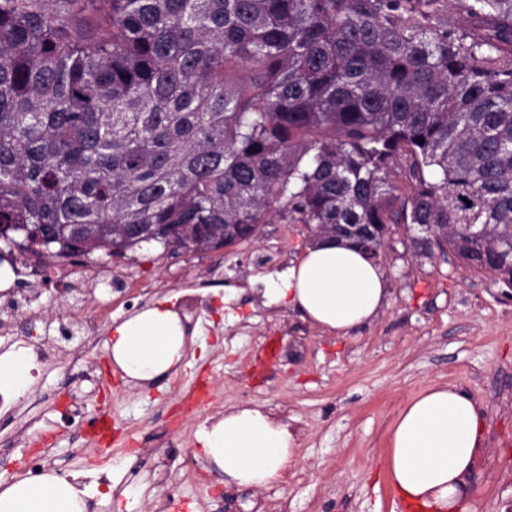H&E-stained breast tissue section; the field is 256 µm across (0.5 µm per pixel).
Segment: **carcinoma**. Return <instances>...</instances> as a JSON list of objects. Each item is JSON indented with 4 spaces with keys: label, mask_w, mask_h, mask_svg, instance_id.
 <instances>
[{
    "label": "carcinoma",
    "mask_w": 512,
    "mask_h": 512,
    "mask_svg": "<svg viewBox=\"0 0 512 512\" xmlns=\"http://www.w3.org/2000/svg\"><path fill=\"white\" fill-rule=\"evenodd\" d=\"M424 142H418V139ZM388 224L512 288V0H0V226L111 256Z\"/></svg>",
    "instance_id": "obj_1"
}]
</instances>
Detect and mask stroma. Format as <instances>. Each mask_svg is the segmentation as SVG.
<instances>
[{"label":"stroma","mask_w":512,"mask_h":512,"mask_svg":"<svg viewBox=\"0 0 512 512\" xmlns=\"http://www.w3.org/2000/svg\"><path fill=\"white\" fill-rule=\"evenodd\" d=\"M309 244L305 225L278 220L260 238L216 251L143 246L118 262L140 296L113 292L111 315L86 344L50 341L46 325L64 317L82 327L94 302L42 290L19 318L49 357L0 413V478L25 474L27 459L47 448L49 470L87 484L86 512H248L251 503L263 512H400L385 471L389 429L408 400L438 383L466 391L484 418L472 512H512V288L397 240L381 263L388 306L339 337L263 303L268 277ZM163 299L187 316L188 364L130 383L106 343L115 323ZM200 378L212 402L181 411ZM253 403L286 416L297 434L286 478L260 490L225 485L198 440L225 408ZM106 406L115 441L102 450L89 431Z\"/></svg>","instance_id":"obj_1"}]
</instances>
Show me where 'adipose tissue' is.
Segmentation results:
<instances>
[{"label": "adipose tissue", "instance_id": "1", "mask_svg": "<svg viewBox=\"0 0 512 512\" xmlns=\"http://www.w3.org/2000/svg\"><path fill=\"white\" fill-rule=\"evenodd\" d=\"M265 298L270 305H293L312 325L345 336L379 315L390 290L381 265L367 259L355 239L330 237L309 246ZM188 346L178 312L159 302L113 327L107 349L129 381L147 384L177 371ZM31 382L24 353H0V393L22 395ZM200 441L206 460L237 486L281 481L296 457L287 419L258 405L226 410ZM484 442L472 397L453 385H430L401 408L390 427L388 479L408 503L431 512H469V481ZM86 496L85 485L51 471L36 479L0 480V512H86Z\"/></svg>", "mask_w": 512, "mask_h": 512}]
</instances>
